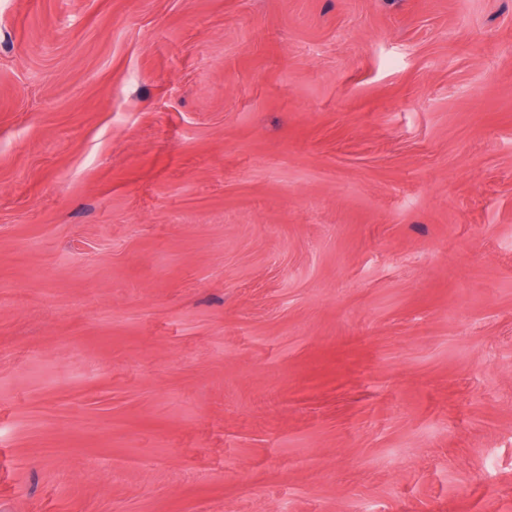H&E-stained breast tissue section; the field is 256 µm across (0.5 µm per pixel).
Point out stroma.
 Here are the masks:
<instances>
[{
    "label": "stroma",
    "mask_w": 512,
    "mask_h": 512,
    "mask_svg": "<svg viewBox=\"0 0 512 512\" xmlns=\"http://www.w3.org/2000/svg\"><path fill=\"white\" fill-rule=\"evenodd\" d=\"M0 512H512V0H0Z\"/></svg>",
    "instance_id": "stroma-1"
}]
</instances>
